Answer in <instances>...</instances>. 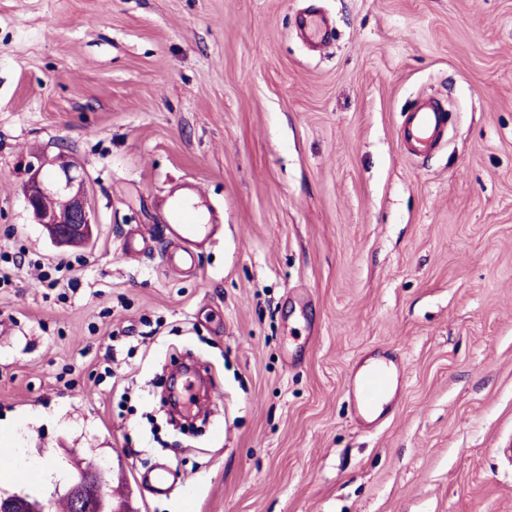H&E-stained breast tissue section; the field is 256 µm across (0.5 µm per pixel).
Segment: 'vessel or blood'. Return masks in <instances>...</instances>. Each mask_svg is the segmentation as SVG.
<instances>
[{
  "label": "vessel or blood",
  "instance_id": "obj_1",
  "mask_svg": "<svg viewBox=\"0 0 512 512\" xmlns=\"http://www.w3.org/2000/svg\"><path fill=\"white\" fill-rule=\"evenodd\" d=\"M298 25L312 45L328 44L329 22L316 12L302 13ZM447 113L435 99L419 101L409 112L398 131V141L406 154L419 158L432 153L440 144L447 127ZM162 229L168 242L165 265L175 271L193 269L197 252L209 244L216 232L215 225L205 223L189 196H173ZM394 385V377L383 366L368 371L353 370L349 376L347 396L357 422L367 429L380 425L379 402ZM139 481L154 495L169 494L178 480L173 470L164 465L139 473Z\"/></svg>",
  "mask_w": 512,
  "mask_h": 512
}]
</instances>
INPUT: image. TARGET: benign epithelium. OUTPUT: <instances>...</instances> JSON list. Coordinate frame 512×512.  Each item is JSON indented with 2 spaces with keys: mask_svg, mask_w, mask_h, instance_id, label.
I'll return each mask as SVG.
<instances>
[{
  "mask_svg": "<svg viewBox=\"0 0 512 512\" xmlns=\"http://www.w3.org/2000/svg\"><path fill=\"white\" fill-rule=\"evenodd\" d=\"M49 160L36 154L27 162L29 177L23 185V197L34 223L39 224L48 237L62 246L86 242L93 234L94 218L85 193L82 175L72 166L61 165L48 175ZM51 199V208L44 201ZM104 494L101 475L87 476L71 486L66 499L73 512H100ZM0 512H46V502L28 494L0 497Z\"/></svg>",
  "mask_w": 512,
  "mask_h": 512,
  "instance_id": "1",
  "label": "benign epithelium"
}]
</instances>
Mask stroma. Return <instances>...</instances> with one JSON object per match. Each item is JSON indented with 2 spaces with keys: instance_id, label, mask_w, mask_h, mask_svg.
I'll use <instances>...</instances> for the list:
<instances>
[{
  "instance_id": "stroma-1",
  "label": "stroma",
  "mask_w": 512,
  "mask_h": 512,
  "mask_svg": "<svg viewBox=\"0 0 512 512\" xmlns=\"http://www.w3.org/2000/svg\"><path fill=\"white\" fill-rule=\"evenodd\" d=\"M0 0V448L41 468L0 494L59 501L103 469L127 512H512V0ZM448 141L404 155L422 97ZM77 165L94 215L53 244L27 162ZM224 232L163 263L170 188ZM153 227L123 253L133 225ZM73 264L47 286L38 265ZM406 367L376 430L350 371ZM213 374L202 432L156 410L172 357ZM164 463L158 497L136 481ZM298 25L305 39L313 46H322L329 43V22L316 12H304L299 16ZM138 480L150 488L156 496L167 495L171 492L178 480L177 475L166 465H157L154 468L140 472Z\"/></svg>"
}]
</instances>
